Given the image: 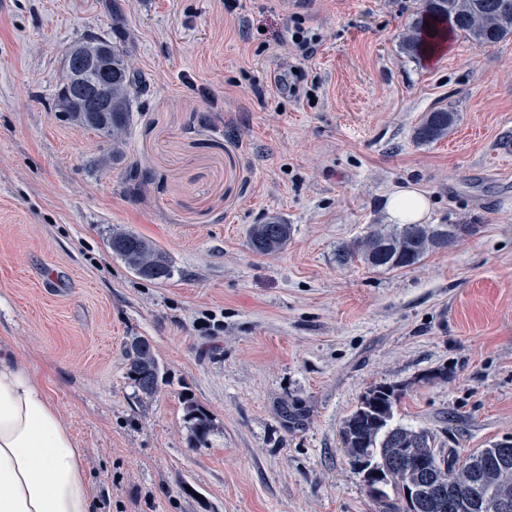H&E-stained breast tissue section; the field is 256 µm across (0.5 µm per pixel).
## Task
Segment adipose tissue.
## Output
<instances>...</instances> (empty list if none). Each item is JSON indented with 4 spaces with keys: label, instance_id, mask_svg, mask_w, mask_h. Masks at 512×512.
I'll list each match as a JSON object with an SVG mask.
<instances>
[{
    "label": "adipose tissue",
    "instance_id": "ef3b65f1",
    "mask_svg": "<svg viewBox=\"0 0 512 512\" xmlns=\"http://www.w3.org/2000/svg\"><path fill=\"white\" fill-rule=\"evenodd\" d=\"M385 212L397 224L428 219L419 187H395ZM0 512H90L82 452L28 367L0 354Z\"/></svg>",
    "mask_w": 512,
    "mask_h": 512
}]
</instances>
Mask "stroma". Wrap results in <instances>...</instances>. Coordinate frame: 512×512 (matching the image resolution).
I'll list each match as a JSON object with an SVG mask.
<instances>
[{
    "mask_svg": "<svg viewBox=\"0 0 512 512\" xmlns=\"http://www.w3.org/2000/svg\"><path fill=\"white\" fill-rule=\"evenodd\" d=\"M224 2L0 0V349L81 448L91 512H380L340 438L373 387L433 447L512 443V37L419 59L400 41L421 0ZM118 33L147 89L115 164L52 100L66 49ZM439 104L456 124L417 144ZM405 182L473 232L404 269L337 266ZM273 215L288 244L256 254ZM115 231L171 278L137 276ZM131 336L163 367L154 398L127 378ZM291 229V224L281 217L271 216L264 224L252 225L248 233L250 246L263 255L275 254L287 245ZM110 247L112 253L124 260L143 278L166 280L171 275V266L166 254L142 236L124 231L112 232ZM183 409L188 419L189 441L193 446L205 443L211 430L212 421L195 399L185 394L182 396Z\"/></svg>",
    "mask_w": 512,
    "mask_h": 512,
    "instance_id": "1",
    "label": "stroma"
}]
</instances>
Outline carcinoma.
<instances>
[{"label": "carcinoma", "mask_w": 512, "mask_h": 512, "mask_svg": "<svg viewBox=\"0 0 512 512\" xmlns=\"http://www.w3.org/2000/svg\"><path fill=\"white\" fill-rule=\"evenodd\" d=\"M512 36V0H422L402 34L401 49L410 57L431 55L445 44L461 37L477 46L499 43ZM112 68L106 73H88L72 88L75 96H89L95 84H112L110 111L71 112L82 127L97 133L110 146L112 161L121 158L123 137L130 125L129 105L145 91L146 80L129 67L123 42L114 40ZM456 121V113L437 107L423 115L413 133L423 145L440 140ZM465 224H375L363 236L336 250V263L346 267L360 261L372 269L397 270L411 267L427 254L454 244ZM291 235V225L277 216L254 224L248 238L251 248L270 255L282 250ZM112 252L139 276L166 280L171 266L166 254L137 234L116 231L110 240ZM129 357L127 375L144 399L154 398L163 375L149 339L133 336L126 345ZM398 393L392 386L370 389L342 426V442L348 459L369 458L381 477L366 487L384 512H424L430 488L439 485L448 491L443 512H490L488 505L512 503V444L496 443L477 449L461 460L455 453L432 447L427 433L393 423V406ZM188 419L189 441L197 446L206 442L212 421L195 399L182 396ZM428 464L429 473H419L418 462Z\"/></svg>", "instance_id": "cac0c4a2"}]
</instances>
